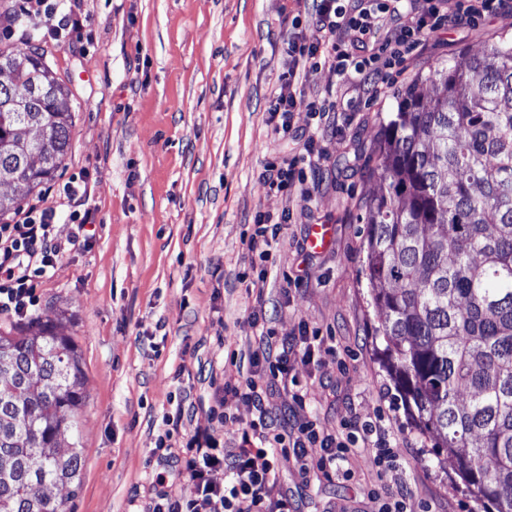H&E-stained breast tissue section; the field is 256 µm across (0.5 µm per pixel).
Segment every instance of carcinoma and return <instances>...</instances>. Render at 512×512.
Here are the masks:
<instances>
[{
  "instance_id": "1",
  "label": "carcinoma",
  "mask_w": 512,
  "mask_h": 512,
  "mask_svg": "<svg viewBox=\"0 0 512 512\" xmlns=\"http://www.w3.org/2000/svg\"><path fill=\"white\" fill-rule=\"evenodd\" d=\"M0 185L62 167L72 112L36 49L0 51ZM397 94L369 204L374 335L423 435L456 457L482 512H512V39L438 63ZM84 372L52 320L0 332V512H63L80 486Z\"/></svg>"
}]
</instances>
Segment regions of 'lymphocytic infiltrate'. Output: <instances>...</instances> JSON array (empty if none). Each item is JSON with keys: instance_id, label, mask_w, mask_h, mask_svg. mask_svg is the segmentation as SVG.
Listing matches in <instances>:
<instances>
[{"instance_id": "f902f5d3", "label": "lymphocytic infiltrate", "mask_w": 512, "mask_h": 512, "mask_svg": "<svg viewBox=\"0 0 512 512\" xmlns=\"http://www.w3.org/2000/svg\"><path fill=\"white\" fill-rule=\"evenodd\" d=\"M317 38L303 34L300 17H293L292 30L283 42L288 69L280 77V89L268 110L267 121L275 134H293L294 116L305 111L317 117L320 125L334 128L343 112V102L335 91L326 90L309 100L298 89L301 70L326 67L356 90L378 95L384 75L402 69L406 56L417 46L438 36L451 25H477L485 18L512 11V0H313ZM17 16L45 27L54 38L80 31L83 25L78 0H18ZM381 31L378 49L359 54L358 48L372 31ZM327 158L324 137L311 135L299 145L297 153L283 164H269L263 183L269 193L309 198L307 173ZM63 205L70 207L74 230L67 240L55 233L57 210L32 204L18 211L11 221L0 224V314L26 318L36 310L40 298L37 285L57 262L80 245L86 236L91 215L83 205L89 195L88 178L80 175L57 191ZM291 220L289 210L259 211L247 237V249L258 256L263 266L253 282V307L247 325L255 338L250 354L251 374L224 383V395L252 404L255 415L239 425L241 443L227 450L214 433L198 431L185 442L176 463L180 474L194 485L188 497H173L162 491L163 474L154 482L159 491L148 512H295L292 503L279 489L275 461L290 452L302 476L320 475L333 480L348 461L354 446L369 449L378 475L396 468L400 449L391 445L386 429L377 422L350 420L340 431L328 432L308 419L285 430H277L266 405V392L257 380L269 375L273 382L292 394L297 405H305L295 366L315 364L317 335L301 330L293 337H278L266 328L263 316L264 285L270 273L268 263L281 245L282 230ZM224 470L223 483L210 475Z\"/></svg>"}]
</instances>
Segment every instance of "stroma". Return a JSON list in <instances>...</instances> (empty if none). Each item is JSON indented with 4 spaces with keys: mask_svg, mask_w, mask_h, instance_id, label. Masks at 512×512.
I'll return each instance as SVG.
<instances>
[{
    "mask_svg": "<svg viewBox=\"0 0 512 512\" xmlns=\"http://www.w3.org/2000/svg\"><path fill=\"white\" fill-rule=\"evenodd\" d=\"M311 0H81L80 33L53 40L16 26L0 48L38 47L68 92L75 114L69 153L53 177L64 184L89 171L93 212L88 242L68 252L38 286L37 316H60L85 372L80 415L83 469L77 494L51 486L64 512H145L164 413L183 405L182 435L213 428L210 408L225 376H248L252 298L242 274L243 243L256 211L290 208L285 245L265 285V316L280 336L319 329L336 348L298 376L297 406L269 390L278 424L314 416L336 430L351 417H385L403 460L388 482L406 487L407 512H474L453 488L456 460L435 457L416 429L376 352L378 313L361 273L366 205L380 186L377 145L401 87L435 63L481 53L512 34V16L474 28L448 27L412 50L402 72L371 98L340 77L305 70L306 98L328 88L348 107L341 135L327 136V161L313 174L311 201L267 193L260 174L297 146L267 122L288 68L283 40ZM331 229L328 245L308 246L312 225ZM385 398H378V391ZM335 481L305 480L293 459L277 462L280 487L298 512H374L376 481L367 451Z\"/></svg>",
    "mask_w": 512,
    "mask_h": 512,
    "instance_id": "1",
    "label": "stroma"
}]
</instances>
